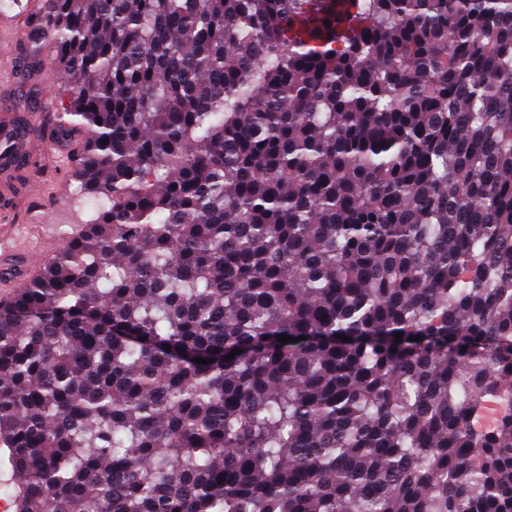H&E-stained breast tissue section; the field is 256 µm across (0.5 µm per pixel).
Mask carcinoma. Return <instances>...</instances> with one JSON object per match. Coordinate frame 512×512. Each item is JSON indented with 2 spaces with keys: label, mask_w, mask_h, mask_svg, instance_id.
Segmentation results:
<instances>
[{
  "label": "carcinoma",
  "mask_w": 512,
  "mask_h": 512,
  "mask_svg": "<svg viewBox=\"0 0 512 512\" xmlns=\"http://www.w3.org/2000/svg\"><path fill=\"white\" fill-rule=\"evenodd\" d=\"M322 2L43 0L95 209L0 304L16 512H512V0Z\"/></svg>",
  "instance_id": "obj_1"
}]
</instances>
